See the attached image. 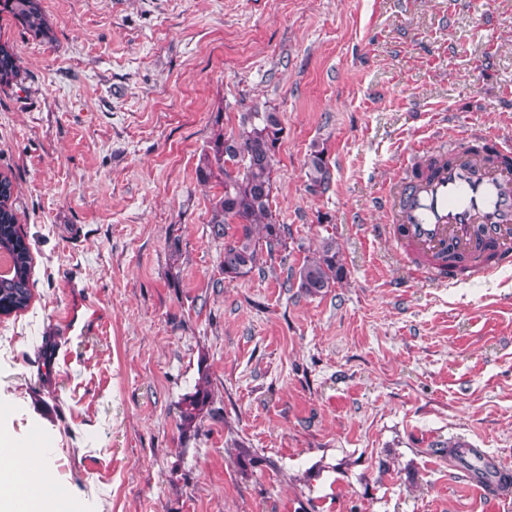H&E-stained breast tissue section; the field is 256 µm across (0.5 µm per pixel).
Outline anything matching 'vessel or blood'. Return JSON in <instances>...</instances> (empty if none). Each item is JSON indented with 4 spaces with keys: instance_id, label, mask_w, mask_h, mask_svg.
<instances>
[{
    "instance_id": "b4317fda",
    "label": "vessel or blood",
    "mask_w": 512,
    "mask_h": 512,
    "mask_svg": "<svg viewBox=\"0 0 512 512\" xmlns=\"http://www.w3.org/2000/svg\"><path fill=\"white\" fill-rule=\"evenodd\" d=\"M496 146L486 131L461 135L450 159L416 177L404 173L391 182L381 203L391 216L385 226L402 261L433 281L457 277L448 260L449 246L474 255L472 232L483 228L500 266L512 265V167L471 152L474 141Z\"/></svg>"
}]
</instances>
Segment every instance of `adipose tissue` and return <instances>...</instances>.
Here are the masks:
<instances>
[{
    "label": "adipose tissue",
    "mask_w": 512,
    "mask_h": 512,
    "mask_svg": "<svg viewBox=\"0 0 512 512\" xmlns=\"http://www.w3.org/2000/svg\"><path fill=\"white\" fill-rule=\"evenodd\" d=\"M55 507L40 471L9 437L0 436V512H55Z\"/></svg>",
    "instance_id": "adipose-tissue-1"
}]
</instances>
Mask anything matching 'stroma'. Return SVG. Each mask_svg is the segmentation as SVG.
Here are the masks:
<instances>
[{
	"label": "stroma",
	"mask_w": 512,
	"mask_h": 512,
	"mask_svg": "<svg viewBox=\"0 0 512 512\" xmlns=\"http://www.w3.org/2000/svg\"><path fill=\"white\" fill-rule=\"evenodd\" d=\"M42 5L51 43L0 18L25 71L0 88V173L34 279L0 319V433L60 512H512L448 453L464 438L512 473V268L439 285L371 230L423 141L512 145V0ZM257 109L285 127L292 235L228 279L197 166L214 123ZM327 237L343 280L286 287ZM204 375L213 400L183 430ZM305 166L309 191L319 195L329 192L333 183V173L326 159L324 147L312 144L306 155Z\"/></svg>",
	"instance_id": "obj_1"
}]
</instances>
